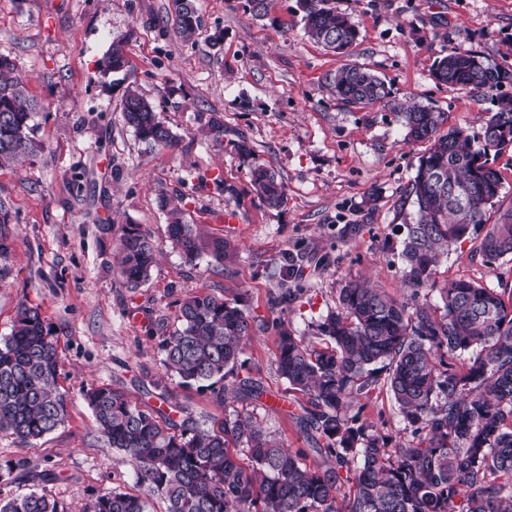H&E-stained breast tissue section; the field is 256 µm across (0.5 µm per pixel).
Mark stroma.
<instances>
[{
    "label": "stroma",
    "instance_id": "obj_1",
    "mask_svg": "<svg viewBox=\"0 0 512 512\" xmlns=\"http://www.w3.org/2000/svg\"><path fill=\"white\" fill-rule=\"evenodd\" d=\"M169 4L0 0V54L42 105L33 135L43 146L27 161L0 165V197L16 214L10 251L0 258V339L10 336L20 304L39 307L58 345L59 389L68 401L65 422L42 439L22 444L0 435V493L42 489L68 512L113 489L138 490L134 461L97 430L84 397L93 385L121 389L175 420L190 412L205 429L240 413L285 446L306 447L294 416L308 399L287 391L275 371L273 320L310 335L351 279L405 299L397 201L426 146L405 142L395 108H430L474 138L490 101L436 83L434 65L472 51L512 70V0H330L359 31L347 58L306 35L297 0H273L262 19L247 0H198L201 27L189 40L169 21ZM216 33L224 37L219 54L210 45ZM115 41L129 60L123 81L100 71ZM347 61L385 78L392 105L344 103L332 77ZM129 85L155 103L174 149L148 148L125 125L120 103ZM213 112L224 118L220 144L202 121ZM242 137L252 147L247 158L236 148ZM258 164L285 183L281 207L266 206L253 190L250 169ZM163 191L204 234L235 248L233 262H185L168 239ZM125 224L142 225L159 250L149 282L134 292L117 274ZM478 244L471 237L452 248L429 304L438 305L439 288L456 278L512 286V261L487 265ZM287 287L298 293L284 303ZM201 293L239 299L253 319L238 373L263 383L260 399L235 391L221 402L167 376L162 335L145 327L160 319L174 329L177 301ZM350 411L391 440L402 435L386 388ZM21 457L59 480L13 479L7 466Z\"/></svg>",
    "mask_w": 512,
    "mask_h": 512
}]
</instances>
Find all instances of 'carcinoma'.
Returning a JSON list of instances; mask_svg holds the SVG:
<instances>
[{"instance_id":"1","label":"carcinoma","mask_w":512,"mask_h":512,"mask_svg":"<svg viewBox=\"0 0 512 512\" xmlns=\"http://www.w3.org/2000/svg\"><path fill=\"white\" fill-rule=\"evenodd\" d=\"M329 2L299 0L304 29L348 56L358 31ZM172 14L185 37L201 27L196 0H172ZM128 67L115 45L101 60L105 74ZM432 77L482 98L512 81L511 73L475 52L443 58ZM333 85L342 100L361 107L390 97L386 81L356 63L341 67ZM36 109L14 63L0 54V162L41 148L31 135ZM121 112L141 142L160 150L175 145L171 129L138 90L126 88ZM400 119L407 140L430 143L398 200L401 210L413 207L399 251L409 298L400 301L350 280L336 311L314 324L317 342L275 323L276 372L313 406L301 421L320 461L306 463L302 450L283 446L249 416L226 414L219 430H208L189 413L176 422L160 408L131 402L119 388L95 386L86 399L99 432L135 461L140 493H102L83 512H147L151 496L166 502L167 512H512V297L458 279L439 289L441 305L418 303L434 290L452 245L485 224L500 194L494 160L512 146V99L488 113L477 140L459 128L438 133L441 113L417 105L403 109ZM250 178L267 206H281L286 187L275 171L254 165ZM160 202L169 239L186 262L207 255L224 263L230 255L224 240L203 236L166 197ZM14 219L11 205L0 198V256L9 251ZM479 252L490 266L512 257V210L485 232ZM156 256L147 230L122 227L118 272L128 288L149 280ZM175 322L162 340L166 371L224 399L226 380L235 376L242 344L253 331L250 315L237 299L198 294L177 302ZM57 377L51 329L38 308L23 304L12 333L0 340L1 435L30 444L64 423L67 402ZM235 385L256 400L266 393L251 378ZM379 386L391 392L410 434L392 448L375 426L348 415L353 399ZM10 470L56 479L50 470L35 473L24 458ZM0 512L66 510L42 490L1 497Z\"/></svg>"}]
</instances>
